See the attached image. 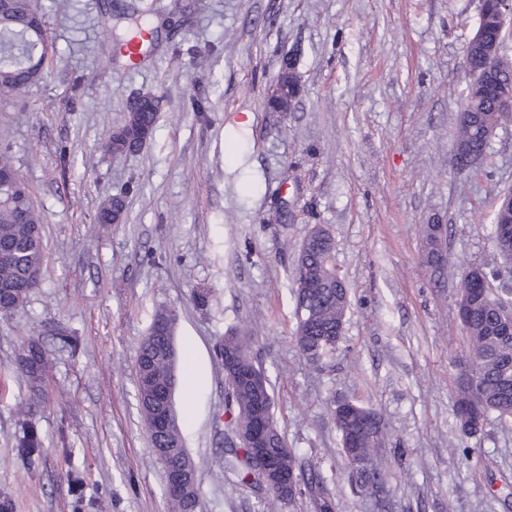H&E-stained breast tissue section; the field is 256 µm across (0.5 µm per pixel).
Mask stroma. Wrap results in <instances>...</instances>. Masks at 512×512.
Returning <instances> with one entry per match:
<instances>
[{
    "mask_svg": "<svg viewBox=\"0 0 512 512\" xmlns=\"http://www.w3.org/2000/svg\"><path fill=\"white\" fill-rule=\"evenodd\" d=\"M110 0H39L53 62L0 130L43 217L45 274L0 314V512H167L164 470L137 396L136 354L154 316L176 314L174 403L201 480L198 512H311L224 473L229 412L216 343L248 326L275 418L335 512H512V420L473 434L452 407L469 340L459 273L493 257L492 215L512 190V121L484 162L453 150L478 0H145L167 25L129 68L105 38ZM301 87L272 111L287 51ZM161 100L139 151H104L132 97ZM125 197L120 223L98 211ZM334 239L349 308L322 362L298 349L290 275L314 225ZM447 228L451 273L429 266L422 228ZM211 293L198 307L194 292ZM79 338L71 351L65 336ZM48 365L30 386L24 343ZM386 424L379 491L352 480L338 401ZM35 428L32 459L17 439Z\"/></svg>",
    "mask_w": 512,
    "mask_h": 512,
    "instance_id": "stroma-1",
    "label": "stroma"
}]
</instances>
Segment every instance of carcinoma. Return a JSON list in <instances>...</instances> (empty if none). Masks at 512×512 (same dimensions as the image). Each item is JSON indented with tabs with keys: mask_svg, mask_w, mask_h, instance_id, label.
I'll list each match as a JSON object with an SVG mask.
<instances>
[{
	"mask_svg": "<svg viewBox=\"0 0 512 512\" xmlns=\"http://www.w3.org/2000/svg\"><path fill=\"white\" fill-rule=\"evenodd\" d=\"M126 8L144 22L148 32V43L144 56H149L158 35L159 24L151 22V11L139 8L134 3ZM485 40L491 44L501 43L496 16L489 14L484 20ZM49 32L43 20L38 0H0V101L18 105L25 103L30 89L43 77ZM465 103L475 113L476 120L459 122L456 143L467 145L475 156L486 153V142L481 138L480 127L500 124L502 114L493 101L476 93H467ZM159 102L146 101L140 111L128 115L119 133L109 138L104 145L110 152L133 151L150 139L158 118ZM125 202L110 199L98 214L101 224L120 220ZM43 220L35 208L29 187L19 178L8 150L0 149V313L8 314L21 306L31 290L37 287L44 274L45 244L42 230ZM494 257L502 260L512 256V213L495 209L491 221ZM334 244L331 236L319 244L303 246L292 272V283L298 275H307L306 288H292L295 306H305L308 321L296 322L295 342L300 352L310 361L318 362L336 349L340 340L339 329L344 324L348 309V291L333 259ZM499 266L487 263L465 273L460 280L461 292L472 288L470 275L481 273L489 278ZM504 307H494L481 301L467 309L461 321L470 342L467 373L476 385L459 384L454 404L458 405L470 395H478L484 402L480 422L467 426L459 421L461 429L476 431L483 427L489 417L512 418V342L501 339L497 329ZM171 313L162 311L154 320L147 336L137 350L136 365L139 384L138 399L144 422L150 437L151 447L170 448L167 457H158L164 471L168 472L181 464L186 454L181 424H175L166 432L154 429L160 411L159 400L152 398L171 389L177 383V357L173 333L155 331V324L169 319ZM253 336L244 325L231 328L224 333L218 344V356H234V368L224 371L225 383L233 399L230 425L232 430L249 425L256 406L264 402L268 419L275 435L273 451L288 471H297V456L288 448L284 436L274 423V397L270 380L251 353ZM21 370L34 382L43 381L46 359L40 346L29 341L19 354ZM343 453L350 451L361 462L359 481L369 489L381 479L385 468L377 459L376 448L385 434L381 416L372 408L358 402L347 401L341 416H333ZM21 456L31 458L39 451L41 439L37 431L27 429L18 439ZM249 449L241 443H232L224 453V472L236 476L242 483L260 486V474L249 464ZM314 478H298L294 492L283 497L275 493L271 497L281 503H291L313 488Z\"/></svg>",
	"mask_w": 512,
	"mask_h": 512,
	"instance_id": "cac0c4a2",
	"label": "carcinoma"
}]
</instances>
